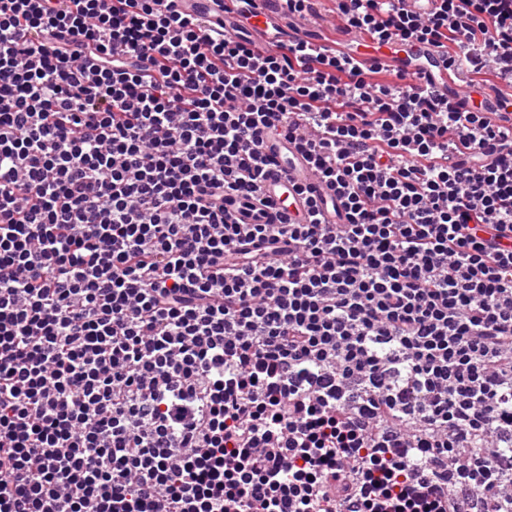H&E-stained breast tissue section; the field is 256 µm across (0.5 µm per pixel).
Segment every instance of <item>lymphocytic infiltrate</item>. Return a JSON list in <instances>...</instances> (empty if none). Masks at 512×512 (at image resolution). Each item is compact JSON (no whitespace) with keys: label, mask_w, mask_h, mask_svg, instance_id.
Instances as JSON below:
<instances>
[{"label":"lymphocytic infiltrate","mask_w":512,"mask_h":512,"mask_svg":"<svg viewBox=\"0 0 512 512\" xmlns=\"http://www.w3.org/2000/svg\"><path fill=\"white\" fill-rule=\"evenodd\" d=\"M333 2L464 98L0 0V512H512V0ZM262 128L344 223H277ZM413 51L423 62L422 71L414 76L418 84L424 85L428 76H438L439 72H441L446 80V72L441 58L433 50L427 47L417 46Z\"/></svg>","instance_id":"lymphocytic-infiltrate-1"}]
</instances>
